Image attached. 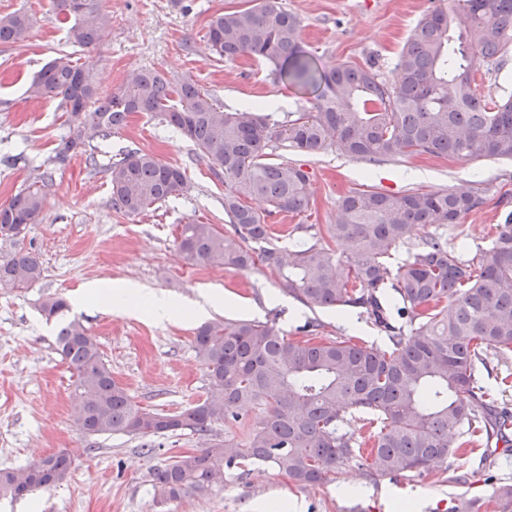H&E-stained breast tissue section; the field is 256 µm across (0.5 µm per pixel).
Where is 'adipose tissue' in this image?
Masks as SVG:
<instances>
[{
	"label": "adipose tissue",
	"mask_w": 512,
	"mask_h": 512,
	"mask_svg": "<svg viewBox=\"0 0 512 512\" xmlns=\"http://www.w3.org/2000/svg\"><path fill=\"white\" fill-rule=\"evenodd\" d=\"M80 303L93 304L106 309L117 308L136 312L141 304H148L152 316L159 321L171 319L180 310V303L163 295L146 296L145 291L134 283L109 286L101 282L86 283L79 297Z\"/></svg>",
	"instance_id": "ef3b65f1"
}]
</instances>
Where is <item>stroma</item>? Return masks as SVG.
<instances>
[{
	"label": "stroma",
	"mask_w": 512,
	"mask_h": 512,
	"mask_svg": "<svg viewBox=\"0 0 512 512\" xmlns=\"http://www.w3.org/2000/svg\"><path fill=\"white\" fill-rule=\"evenodd\" d=\"M186 2L190 9L185 12L174 0H97L112 26L103 41L86 51L68 42L54 0H0V14L22 11L34 19L23 46L0 45V205L31 185L46 194L43 219L31 225L22 243L38 257L43 277L25 290L0 288V469L61 451L72 460L62 484L24 498H1L0 512H272V504L284 502L294 512H396L403 499L413 503L414 512H454V498L465 492L480 498L481 512H497L492 501L496 488L512 485V447L498 446L486 458L474 452L448 460L424 478L401 475L372 482L360 462L352 460L339 467L332 481L309 487L295 485L268 466L233 468L212 495L164 506L154 497L149 472L169 457L200 449L199 435L185 431L162 438L149 453L131 436H87L74 425L76 374L56 353V330L38 306L49 296L72 299L90 281L133 282L183 301L218 291L238 298L242 306L212 312L215 320H271L293 338L313 318L328 338L386 342L384 332L359 309L343 314L309 310L281 295L275 278L261 267L243 271L183 258L176 243L180 225L196 220L228 227L224 184L206 161L195 157L193 145L159 118L132 116L110 136L87 139L65 162L54 161L56 147L72 128L59 100L34 98L29 86L59 51L80 60L95 58V80L103 92L121 85L131 71L152 69L171 78L192 75L228 112L260 104L280 118L311 108L314 95L280 80L256 58L215 62L206 37L211 16L247 7L250 0ZM279 2L300 18L303 47L319 65L373 63L392 81L401 47L437 0ZM130 150L185 166L189 191L138 215L114 210L104 168ZM7 156L16 157V164H4ZM273 157L300 165L309 176L308 209L274 219L273 242L284 251L334 223L341 197L369 186L387 193L437 192L467 182L482 189V205L459 223L417 225L410 236L414 245L441 235L452 247L464 242L487 246L503 209H512V160L427 155L368 160L331 150L287 155L280 149ZM76 317L97 338L113 378L139 405L174 413L203 395L206 371L193 349L199 320L182 314L157 323L96 306ZM477 383L498 407L512 411V354L488 352L477 367ZM351 481L359 491L339 494V487Z\"/></svg>",
	"instance_id": "stroma-1"
}]
</instances>
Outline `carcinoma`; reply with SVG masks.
Instances as JSON below:
<instances>
[{
    "mask_svg": "<svg viewBox=\"0 0 512 512\" xmlns=\"http://www.w3.org/2000/svg\"><path fill=\"white\" fill-rule=\"evenodd\" d=\"M69 23L68 40L82 49L106 35L110 18L96 0L76 14L71 0H54ZM31 18L0 15V45L27 41ZM301 20L278 0H255L249 8L212 17L207 38L214 58L249 55L264 61L279 79L318 91L313 107L278 119L262 109L235 112L194 79H169L156 70H136L102 94L94 63L67 54L49 61L35 76L31 93L55 98L76 112L83 96L84 129L57 148L63 162L87 137H107L133 114L158 116L195 147L224 180V214L230 227L190 222L180 227L178 248L193 263L249 270L261 265L279 289L310 309L361 307L385 332L384 348L350 339L319 336L310 323L291 339L273 322L226 319L196 329L193 348L206 369V396L171 414L140 406L112 378L96 337L69 316L61 296L41 302L54 322L56 350L76 372L72 416L87 436L124 433L152 452L156 440L189 430L201 436L214 426L254 418L242 439H210L191 455L171 457L150 472L161 504L186 495L208 496L224 485V469L270 465L298 486L331 480L356 449L372 477L430 473L435 462L462 453L450 442L467 429L506 440L512 415L498 411L474 383L476 362L493 350L512 351V212L490 244L464 261L448 239L431 237L414 246L396 271L387 259L408 244L417 224H456L482 204L481 191L460 184L440 192L386 193L355 190L340 198L326 243H297L285 253L272 243L266 217L300 213L309 203V176L292 162L270 160V149L297 155L328 148L349 158L448 156L463 160L512 159V91L495 96L478 90L512 55V0H450L425 13L401 49L397 79L375 65L336 62L320 67L301 41ZM112 208L138 215L167 201L186 183V168L140 150L107 166ZM266 205L260 210L254 203ZM45 194L28 187L0 207V239L25 235L41 220ZM350 242L336 254L331 242ZM42 265L17 248L0 257V287L26 289L42 277ZM364 417L362 440L340 432ZM68 454L44 458V466L0 470V497L22 498L50 490L70 472Z\"/></svg>",
    "mask_w": 512,
    "mask_h": 512,
    "instance_id": "carcinoma-1",
    "label": "carcinoma"
}]
</instances>
